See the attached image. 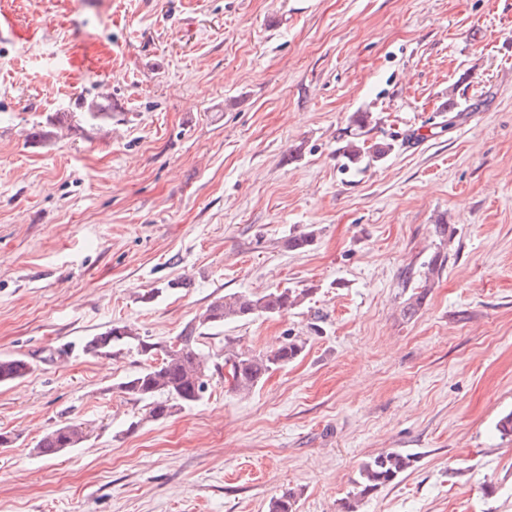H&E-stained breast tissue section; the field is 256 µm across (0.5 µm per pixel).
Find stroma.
Masks as SVG:
<instances>
[{"label":"stroma","mask_w":512,"mask_h":512,"mask_svg":"<svg viewBox=\"0 0 512 512\" xmlns=\"http://www.w3.org/2000/svg\"><path fill=\"white\" fill-rule=\"evenodd\" d=\"M1 15L0 357L34 370L0 384V512H266L289 490L297 512H339L385 450L412 464L360 512H512L496 429L512 412V0H0ZM357 112L393 149L348 168ZM303 230L313 245L288 249ZM274 288L310 302L202 340L220 356L306 339L245 397L217 376L147 421L120 388L138 356L81 351L123 323L165 342L224 295ZM72 421L89 440L35 453ZM447 261V254H444L441 251L436 252L435 255L430 259L426 266L427 271L424 272V284L420 287L417 286L413 288L411 294L406 300L404 306L405 315L414 317L420 312V310L425 305L427 296L429 294L430 288L427 283L430 281L431 277H433L435 274H439V272L442 271L444 264Z\"/></svg>","instance_id":"obj_1"}]
</instances>
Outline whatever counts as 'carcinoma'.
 I'll use <instances>...</instances> for the list:
<instances>
[{"label":"carcinoma","instance_id":"obj_1","mask_svg":"<svg viewBox=\"0 0 512 512\" xmlns=\"http://www.w3.org/2000/svg\"><path fill=\"white\" fill-rule=\"evenodd\" d=\"M392 150L391 145L377 143L370 147L358 139L343 147L342 155L356 165L364 157L383 158ZM315 231L302 230L288 238V248L302 250L311 246ZM448 255L437 252L427 263L424 284L412 289L406 300L404 313L413 317L425 305L429 294L428 282L442 271ZM309 298L306 288H284L261 294H227L212 302L198 317L191 320L177 335L179 345L153 342L125 324L112 327L91 336L81 345L84 355L96 357L117 349L133 352L142 358L141 369L119 384L126 393L145 402L144 419L159 421L171 416L177 409L200 401L204 392L197 385L200 370L220 373L219 359L203 351L201 338L205 331L224 323L245 320L257 316L280 315L305 305ZM306 342L298 336H285L278 345L263 353L230 350L224 360L232 361L235 379L232 388L249 393L270 372L286 367L304 351ZM33 371V365L23 357L0 358V384H8L25 378ZM89 431L81 423H65L49 429L36 443V453L56 456L85 441ZM411 464L410 457L398 451L385 450L371 457L360 468L354 481L352 495L341 504L340 512H358L362 502L380 488L396 480ZM298 495L288 491L268 503V512H297Z\"/></svg>","mask_w":512,"mask_h":512}]
</instances>
